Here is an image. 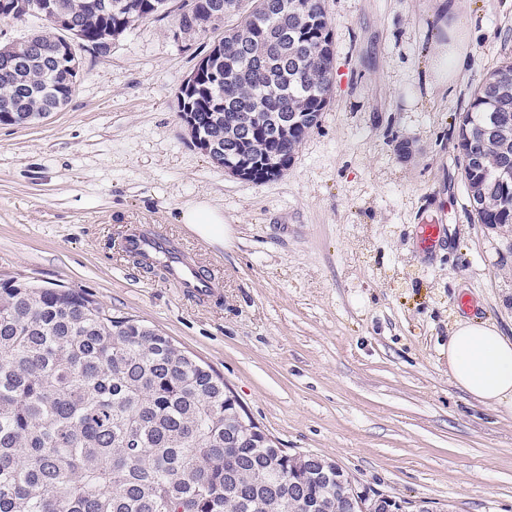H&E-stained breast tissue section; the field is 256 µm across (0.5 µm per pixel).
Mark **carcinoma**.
<instances>
[{"label": "carcinoma", "mask_w": 512, "mask_h": 512, "mask_svg": "<svg viewBox=\"0 0 512 512\" xmlns=\"http://www.w3.org/2000/svg\"><path fill=\"white\" fill-rule=\"evenodd\" d=\"M50 26L0 47V124L57 112L73 96L78 42L97 54L174 0H9ZM173 38L224 28L210 71L181 85L179 112L245 163L279 177L330 104L334 48L325 0H179ZM72 18L60 27L54 17ZM240 20L224 26V19ZM463 179L481 224H512V61L475 90L460 117ZM276 455L242 428L224 378L170 338L112 315L76 288L0 282V512H350L334 463L297 454L290 483Z\"/></svg>", "instance_id": "1"}]
</instances>
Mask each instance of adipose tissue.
Segmentation results:
<instances>
[{
    "mask_svg": "<svg viewBox=\"0 0 512 512\" xmlns=\"http://www.w3.org/2000/svg\"><path fill=\"white\" fill-rule=\"evenodd\" d=\"M181 223L202 239L223 243L224 215L204 201L185 205ZM448 375L453 384L482 405L512 414V338L486 322L459 320L448 338Z\"/></svg>",
    "mask_w": 512,
    "mask_h": 512,
    "instance_id": "adipose-tissue-1",
    "label": "adipose tissue"
}]
</instances>
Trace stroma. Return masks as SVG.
<instances>
[{"instance_id":"stroma-1","label":"stroma","mask_w":512,"mask_h":512,"mask_svg":"<svg viewBox=\"0 0 512 512\" xmlns=\"http://www.w3.org/2000/svg\"><path fill=\"white\" fill-rule=\"evenodd\" d=\"M332 99L288 170L241 180L198 149L177 95L207 43L174 16L136 23L100 56L74 51L68 105L0 125V279L80 288L169 336L223 376L291 453L430 512H512V415L448 378V336L468 317L512 336V224L472 212L453 127L512 56V0H326ZM468 34L454 85L429 74L448 31ZM412 144L410 156L397 145ZM207 200L218 245L180 221ZM442 240L425 247L422 224ZM146 226L219 269L201 303L121 245Z\"/></svg>"}]
</instances>
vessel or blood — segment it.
Here are the masks:
<instances>
[{
    "mask_svg": "<svg viewBox=\"0 0 512 512\" xmlns=\"http://www.w3.org/2000/svg\"><path fill=\"white\" fill-rule=\"evenodd\" d=\"M125 251L143 255L146 261H154L159 253H167V275L169 279L185 292L202 299L214 297L220 286V279L206 273L191 263L180 250L172 249L166 237L147 230H135L125 235Z\"/></svg>",
    "mask_w": 512,
    "mask_h": 512,
    "instance_id": "vessel-or-blood-1",
    "label": "vessel or blood"
}]
</instances>
